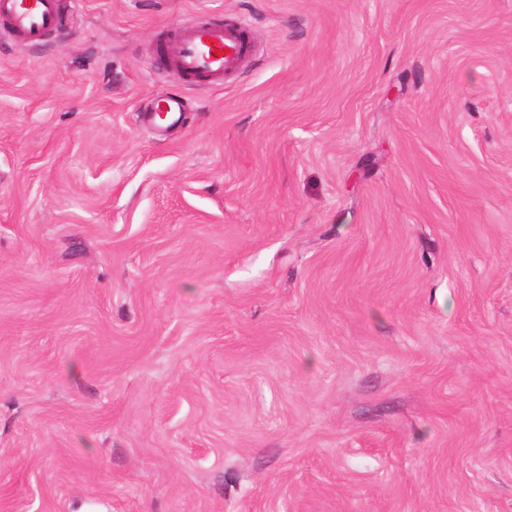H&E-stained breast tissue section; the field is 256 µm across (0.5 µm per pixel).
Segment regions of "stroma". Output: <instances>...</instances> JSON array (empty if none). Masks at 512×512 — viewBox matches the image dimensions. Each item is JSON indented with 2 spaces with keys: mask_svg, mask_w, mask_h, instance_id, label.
Wrapping results in <instances>:
<instances>
[{
  "mask_svg": "<svg viewBox=\"0 0 512 512\" xmlns=\"http://www.w3.org/2000/svg\"><path fill=\"white\" fill-rule=\"evenodd\" d=\"M0 512H512V0L0 27ZM250 49L249 36L242 25L221 27L198 22L184 26L170 38L166 56L184 80L204 79L209 84H220L224 75L238 69Z\"/></svg>",
  "mask_w": 512,
  "mask_h": 512,
  "instance_id": "35a3bbf8",
  "label": "stroma"
}]
</instances>
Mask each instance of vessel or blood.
<instances>
[{
	"label": "vessel or blood",
	"instance_id": "vessel-or-blood-1",
	"mask_svg": "<svg viewBox=\"0 0 512 512\" xmlns=\"http://www.w3.org/2000/svg\"><path fill=\"white\" fill-rule=\"evenodd\" d=\"M57 15L56 0H0V18L5 19L8 32L32 42L55 26ZM250 49L243 26L198 22L184 26L170 38L166 56L184 80L219 84L238 69Z\"/></svg>",
	"mask_w": 512,
	"mask_h": 512
}]
</instances>
